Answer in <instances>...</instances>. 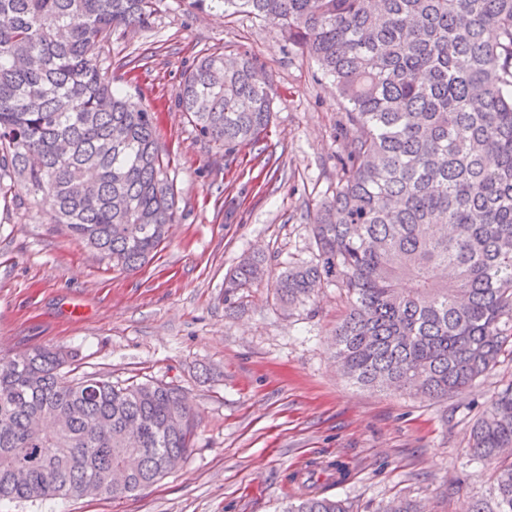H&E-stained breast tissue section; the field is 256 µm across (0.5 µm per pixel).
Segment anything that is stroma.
Listing matches in <instances>:
<instances>
[{"instance_id":"35a3bbf8","label":"stroma","mask_w":512,"mask_h":512,"mask_svg":"<svg viewBox=\"0 0 512 512\" xmlns=\"http://www.w3.org/2000/svg\"><path fill=\"white\" fill-rule=\"evenodd\" d=\"M213 52L252 57L272 98L267 131L231 151L197 137L176 96L184 72ZM99 57L113 86L156 114L177 218L128 274L50 223L16 184L0 198V357L61 347L86 373L177 385L199 415L198 439L134 493L0 500V512H280L301 470L338 461L344 479L320 490L352 512L397 497L471 512L491 498L493 469L467 438L512 383L511 356L437 400L366 390L332 357L339 288L290 315L273 299L274 275L314 257L311 216L336 189L343 106L332 82L267 22L191 0H161L147 28L113 37ZM251 252L265 255L269 277L225 300L226 273Z\"/></svg>"}]
</instances>
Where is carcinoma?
<instances>
[{
	"label": "carcinoma",
	"mask_w": 512,
	"mask_h": 512,
	"mask_svg": "<svg viewBox=\"0 0 512 512\" xmlns=\"http://www.w3.org/2000/svg\"><path fill=\"white\" fill-rule=\"evenodd\" d=\"M160 2L0 0V196L24 183L51 223L123 272L165 242L175 191L154 114L112 87L98 57ZM193 2L278 25L344 102L336 190L310 224L317 253L278 276L281 307L334 282L348 308L332 345L348 379L426 398L466 389L496 365L512 320V0ZM177 100L226 150L271 121L247 56L201 58ZM263 275V258L244 257L224 296ZM76 362L45 347L0 358V500L118 497L193 449L198 422L179 388L67 376ZM469 449L497 464L494 502L472 512H512V384ZM284 512L349 507L307 493Z\"/></svg>",
	"instance_id": "cac0c4a2"
}]
</instances>
